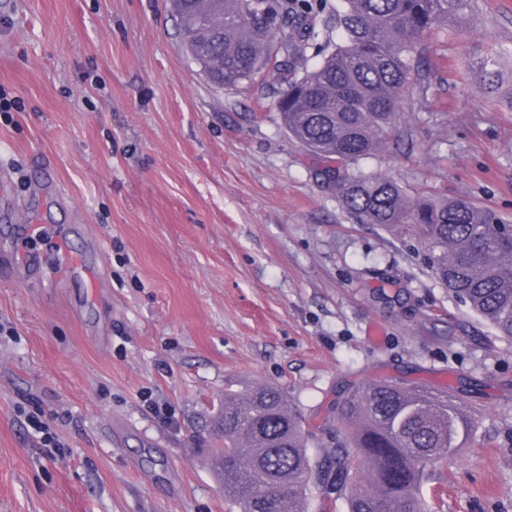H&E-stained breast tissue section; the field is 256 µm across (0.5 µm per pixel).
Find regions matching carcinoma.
Listing matches in <instances>:
<instances>
[{"instance_id":"carcinoma-1","label":"carcinoma","mask_w":512,"mask_h":512,"mask_svg":"<svg viewBox=\"0 0 512 512\" xmlns=\"http://www.w3.org/2000/svg\"><path fill=\"white\" fill-rule=\"evenodd\" d=\"M182 49L221 64L205 72L217 89L260 79L279 84L277 108L288 134L310 154L341 162L369 158L393 131L397 111L423 65L421 41L477 0H340L339 40L307 49L324 0H172ZM477 89L512 107L501 92L499 56L470 67ZM345 208L417 243L448 292L512 341V224L465 200L410 196L386 176L335 175ZM345 436L328 460L307 454L302 412L279 388L224 395L211 453L224 501L237 512H308L310 487H328L348 512H427V471L467 447L475 428L461 403L429 388L374 380L336 403Z\"/></svg>"}]
</instances>
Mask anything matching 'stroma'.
Wrapping results in <instances>:
<instances>
[{
  "label": "stroma",
  "mask_w": 512,
  "mask_h": 512,
  "mask_svg": "<svg viewBox=\"0 0 512 512\" xmlns=\"http://www.w3.org/2000/svg\"><path fill=\"white\" fill-rule=\"evenodd\" d=\"M428 41L387 142L339 168L512 222V110L464 70L493 50L512 85V0ZM0 95L22 106L0 112V512H227L225 393L283 390L320 462L336 400L379 378L455 388L476 420L423 485L431 512H512V342L348 213L276 89L213 88L169 0H0ZM21 212L66 226L75 257L103 239L97 299Z\"/></svg>",
  "instance_id": "35a3bbf8"
}]
</instances>
